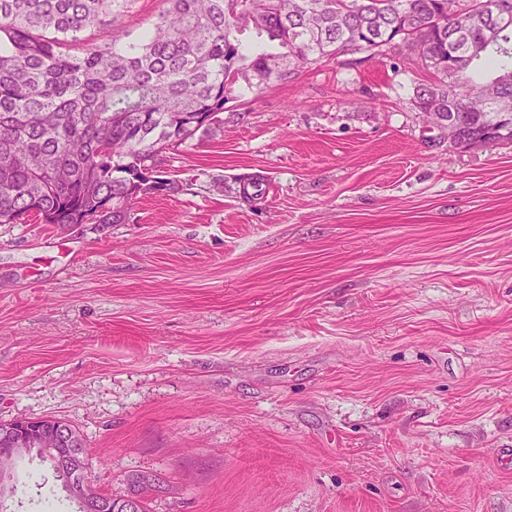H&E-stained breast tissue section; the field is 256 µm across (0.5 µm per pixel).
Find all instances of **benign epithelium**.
Here are the masks:
<instances>
[{
  "label": "benign epithelium",
  "instance_id": "benign-epithelium-1",
  "mask_svg": "<svg viewBox=\"0 0 512 512\" xmlns=\"http://www.w3.org/2000/svg\"><path fill=\"white\" fill-rule=\"evenodd\" d=\"M41 420H16L7 431V447L0 448V492L6 493L12 480L11 459L19 453H26L34 448H47L57 454L60 467L80 473L86 469L87 459L83 453H72L71 448L79 443L75 430L64 422L58 427L44 429L39 427ZM72 496L84 509L99 512L110 506L109 496L83 481L72 486Z\"/></svg>",
  "mask_w": 512,
  "mask_h": 512
}]
</instances>
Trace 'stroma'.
Listing matches in <instances>:
<instances>
[{"label":"stroma","instance_id":"1","mask_svg":"<svg viewBox=\"0 0 512 512\" xmlns=\"http://www.w3.org/2000/svg\"><path fill=\"white\" fill-rule=\"evenodd\" d=\"M348 52L252 87L124 224H0V421L54 417L151 512H512V144ZM263 175L264 202L231 192ZM0 512H75L47 465ZM158 484L159 480L154 476L137 473L130 474L127 478V490L137 495H141L143 511L141 508V503L135 498L127 500L123 510L125 512H149V493L156 492V485Z\"/></svg>","mask_w":512,"mask_h":512}]
</instances>
